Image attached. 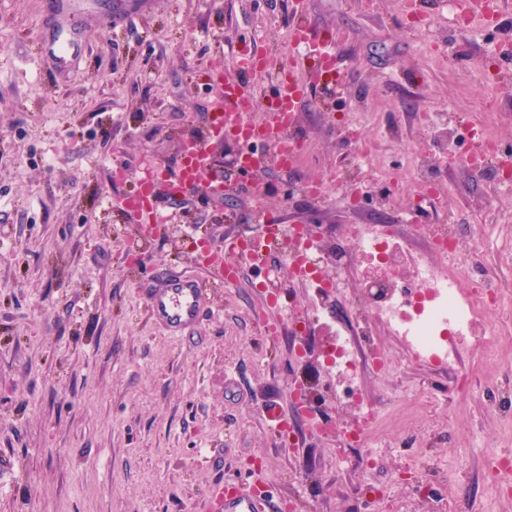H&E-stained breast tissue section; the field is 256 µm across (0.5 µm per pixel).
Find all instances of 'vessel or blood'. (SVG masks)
I'll list each match as a JSON object with an SVG mask.
<instances>
[{
    "instance_id": "vessel-or-blood-1",
    "label": "vessel or blood",
    "mask_w": 512,
    "mask_h": 512,
    "mask_svg": "<svg viewBox=\"0 0 512 512\" xmlns=\"http://www.w3.org/2000/svg\"><path fill=\"white\" fill-rule=\"evenodd\" d=\"M60 32L59 21H52L47 50L77 56L81 50L78 37L72 34L64 40ZM289 40L303 46L311 62L308 70H301L299 62L292 59L271 82L267 79L266 59L257 54L239 58V75H227L220 70L208 73V84L215 94L207 114L206 139L188 138L179 148L175 169L159 178L148 168L134 175L126 165L115 164L114 180L130 182L131 187L123 195L108 198V207L126 223L153 227L180 223L179 206L190 195L201 192L220 201L231 193L235 183L215 170L209 140L232 137L246 146L262 140L279 147L281 115L295 116L298 104L309 93L336 85L339 79L334 37L324 35L303 18L290 28ZM264 86L269 94L263 111L259 112L255 109L253 92ZM196 248L201 275L169 268L153 274L140 285L149 320L176 341L187 337L209 311L210 286L236 284L245 268L264 265L275 253L269 247L258 255L242 254L234 237L225 238L220 252L212 250L202 237L198 238ZM215 497L222 512H267L272 506L253 483H227L216 489Z\"/></svg>"
}]
</instances>
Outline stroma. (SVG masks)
Returning a JSON list of instances; mask_svg holds the SVG:
<instances>
[{
	"label": "stroma",
	"mask_w": 512,
	"mask_h": 512,
	"mask_svg": "<svg viewBox=\"0 0 512 512\" xmlns=\"http://www.w3.org/2000/svg\"><path fill=\"white\" fill-rule=\"evenodd\" d=\"M53 0H0V512H209L220 483L259 479L293 512H512V495L492 496L486 449L512 453V432L489 410L506 377L490 353L466 361L473 388L458 398L446 370L412 365L393 337H380L397 377L363 375L378 405L401 401L379 446H342L348 423L336 410L340 381L323 350L343 309L309 307L283 256L246 269L234 288H216V309L185 340L148 320L138 281L151 266L191 273L194 236L213 248L225 237L258 235L254 207L285 224H316L338 239L344 224L395 225L422 240L431 224L494 225L485 253L512 291V191H493L465 158L435 174L439 201L404 186L387 204L357 202L346 181L378 184L399 174L413 149L433 143L420 116L449 112L454 123L490 126L512 149V11L470 40L448 26L437 0L408 13L404 0H311L312 19L335 31L347 94L323 89L298 107L304 159L241 177L223 202L198 193L185 221L159 229L122 223L105 209L120 193L115 160L131 170L174 166L183 137H204L213 68L235 74L245 50L278 68L294 0H78L69 19L82 50L56 72L44 49ZM431 30L433 47L422 33ZM467 47L449 53V43ZM373 112L369 164L337 130L344 114ZM321 182L325 196L307 197ZM137 240L147 265L127 262ZM286 298L302 334L270 338L261 316L268 293ZM306 384L330 434L285 439L266 419L288 410L294 382ZM419 390L434 408L405 402Z\"/></svg>",
	"instance_id": "obj_1"
}]
</instances>
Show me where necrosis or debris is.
Listing matches in <instances>:
<instances>
[{"label": "necrosis or debris", "instance_id": "necrosis-or-debris-1", "mask_svg": "<svg viewBox=\"0 0 512 512\" xmlns=\"http://www.w3.org/2000/svg\"><path fill=\"white\" fill-rule=\"evenodd\" d=\"M437 147L436 153L413 151L404 176L435 195L434 170L455 137L448 121L427 117L423 123ZM480 139L492 164H479L475 173L492 171L495 189L512 188V151L498 149L489 132L471 130ZM349 249L365 267L378 268V277L360 276L358 295L345 298L347 268L340 256L319 260L324 244L308 225H289L277 243L290 268L299 269L310 290V304L321 309L329 300L347 302L349 321L337 324L326 353L337 375L346 377L348 396L341 408L350 410V424L342 433L347 443L378 436L390 418L367 401L361 384L363 371L381 379L396 375L376 338H397L409 363L423 362L447 369L461 390L470 386L462 359L474 347L495 352L512 335V298L499 289L497 268L483 257L482 234L462 240L454 224L432 225L423 247H415L390 224H346L340 229Z\"/></svg>", "mask_w": 512, "mask_h": 512}]
</instances>
